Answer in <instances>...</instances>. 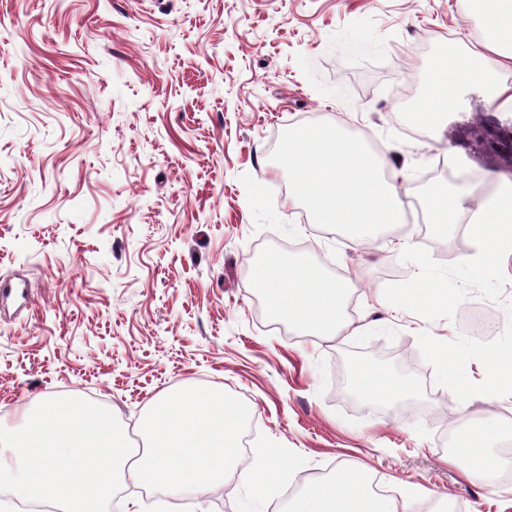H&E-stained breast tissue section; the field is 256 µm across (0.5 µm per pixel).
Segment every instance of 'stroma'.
<instances>
[{"instance_id": "35a3bbf8", "label": "stroma", "mask_w": 512, "mask_h": 512, "mask_svg": "<svg viewBox=\"0 0 512 512\" xmlns=\"http://www.w3.org/2000/svg\"><path fill=\"white\" fill-rule=\"evenodd\" d=\"M487 40L466 0H0V425L46 397L110 409L126 433L178 386L219 387L250 412L249 450L223 485L165 496L121 486L118 512H283L308 481L370 470L415 512H512V480L451 464L463 386L489 384L486 348H512V251L471 274V232L430 224V184L462 186L482 154L457 128L490 112L465 88L434 135L410 118L448 51ZM328 121L363 136L401 182L405 221L358 247L319 227L271 154L287 128ZM276 254L354 284L345 335L272 318L253 288ZM453 306L406 303L425 282ZM498 311L492 346L467 310ZM378 356L411 402L346 396V354ZM470 426L512 441V394L474 402ZM273 474L252 483L251 447Z\"/></svg>"}]
</instances>
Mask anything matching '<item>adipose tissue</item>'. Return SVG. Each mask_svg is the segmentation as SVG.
<instances>
[{"instance_id": "ef3b65f1", "label": "adipose tissue", "mask_w": 512, "mask_h": 512, "mask_svg": "<svg viewBox=\"0 0 512 512\" xmlns=\"http://www.w3.org/2000/svg\"><path fill=\"white\" fill-rule=\"evenodd\" d=\"M469 14L489 35V51L463 47L449 54L448 62L428 86L424 129L434 132L458 102L459 90L476 85L502 106H512V86L502 73L512 68V0H467ZM421 206L432 224L445 229L470 214L474 237L482 245L470 269L485 272L491 257L503 245L512 244V182L501 184L492 196L478 187L467 192L450 188L447 182L433 184L421 198ZM267 298L273 317L310 336L332 338L348 328L346 308L353 288L347 278L329 277L311 262L288 263L276 256L264 259L255 280ZM354 384L366 396L392 401L407 399V384L388 374L367 368L359 370ZM415 492L401 498L378 496L371 491V477L364 470L343 469L329 480L307 482L296 498L292 512H411Z\"/></svg>"}]
</instances>
